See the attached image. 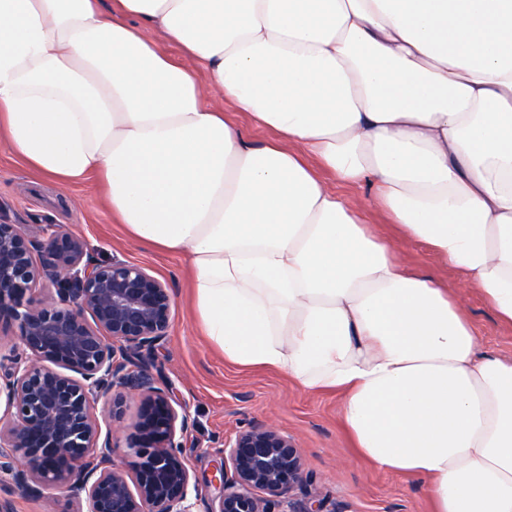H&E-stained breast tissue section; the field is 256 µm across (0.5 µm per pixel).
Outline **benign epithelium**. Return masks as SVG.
<instances>
[{
    "label": "benign epithelium",
    "mask_w": 512,
    "mask_h": 512,
    "mask_svg": "<svg viewBox=\"0 0 512 512\" xmlns=\"http://www.w3.org/2000/svg\"><path fill=\"white\" fill-rule=\"evenodd\" d=\"M43 233L0 222V316L18 330V344L0 351V483L35 498L64 487L77 512H336L308 489L295 440L267 425L224 440L218 493L202 496L184 457L186 403L151 382L172 324L169 285L135 263L92 260L54 224ZM126 388L141 399L124 466L93 404L112 397L120 423Z\"/></svg>",
    "instance_id": "benign-epithelium-1"
}]
</instances>
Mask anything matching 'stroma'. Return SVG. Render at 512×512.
<instances>
[{
    "mask_svg": "<svg viewBox=\"0 0 512 512\" xmlns=\"http://www.w3.org/2000/svg\"><path fill=\"white\" fill-rule=\"evenodd\" d=\"M0 220L22 225L36 238L43 225H58L80 237L94 260L133 262L167 281L173 319L159 358L164 381L188 404L195 421L185 460L203 494L214 491L210 481L223 460L225 437L268 424L295 439L314 488L329 497L336 512H434L425 479L381 470L358 455L344 426L341 394L310 391L277 369L226 363L223 351L199 326L189 261L133 239L112 217L95 180L54 185L0 142ZM400 251L409 269L462 294L485 351L512 358V326L500 323L478 293L464 288L457 270L419 243L401 244ZM0 507L5 512H73L75 505L61 489L33 499L5 483L0 485Z\"/></svg>",
    "mask_w": 512,
    "mask_h": 512,
    "instance_id": "1",
    "label": "stroma"
}]
</instances>
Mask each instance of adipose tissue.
<instances>
[{
	"instance_id": "ef3b65f1",
	"label": "adipose tissue",
	"mask_w": 512,
	"mask_h": 512,
	"mask_svg": "<svg viewBox=\"0 0 512 512\" xmlns=\"http://www.w3.org/2000/svg\"><path fill=\"white\" fill-rule=\"evenodd\" d=\"M0 139L187 255L226 362L342 393L359 454L434 512H512V359L340 191L512 324V0H0ZM212 104L224 108V113H226L230 119H232L239 127L243 130V132L249 137V139L255 143H262L267 140L271 133L266 130L257 129L250 125L248 120L241 114H237L235 112H231L230 105L227 102H224V99H216L212 101Z\"/></svg>"
}]
</instances>
